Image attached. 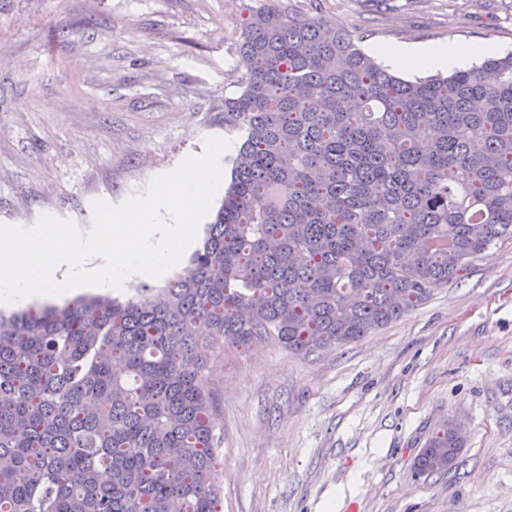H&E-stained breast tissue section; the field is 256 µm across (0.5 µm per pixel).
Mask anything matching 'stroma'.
Wrapping results in <instances>:
<instances>
[{"instance_id": "1", "label": "stroma", "mask_w": 512, "mask_h": 512, "mask_svg": "<svg viewBox=\"0 0 512 512\" xmlns=\"http://www.w3.org/2000/svg\"><path fill=\"white\" fill-rule=\"evenodd\" d=\"M261 0H0V223L89 230L199 153L237 96L241 22ZM377 42L512 50V0H293ZM224 431L218 512H512V239L370 336L306 355L205 353ZM458 466L414 477L446 423Z\"/></svg>"}]
</instances>
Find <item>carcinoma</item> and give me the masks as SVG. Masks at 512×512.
<instances>
[{
    "label": "carcinoma",
    "instance_id": "obj_1",
    "mask_svg": "<svg viewBox=\"0 0 512 512\" xmlns=\"http://www.w3.org/2000/svg\"><path fill=\"white\" fill-rule=\"evenodd\" d=\"M239 84L231 184L176 278L0 315V512H216L200 337L347 345L512 237V52L406 80L269 0L243 19ZM463 446L442 426L413 474Z\"/></svg>",
    "mask_w": 512,
    "mask_h": 512
}]
</instances>
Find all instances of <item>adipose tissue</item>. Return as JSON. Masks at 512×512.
Masks as SVG:
<instances>
[{
  "label": "adipose tissue",
  "instance_id": "1",
  "mask_svg": "<svg viewBox=\"0 0 512 512\" xmlns=\"http://www.w3.org/2000/svg\"><path fill=\"white\" fill-rule=\"evenodd\" d=\"M486 46L463 45L454 41L428 46L378 45L375 54L388 66L395 68L452 70L478 63Z\"/></svg>",
  "mask_w": 512,
  "mask_h": 512
}]
</instances>
